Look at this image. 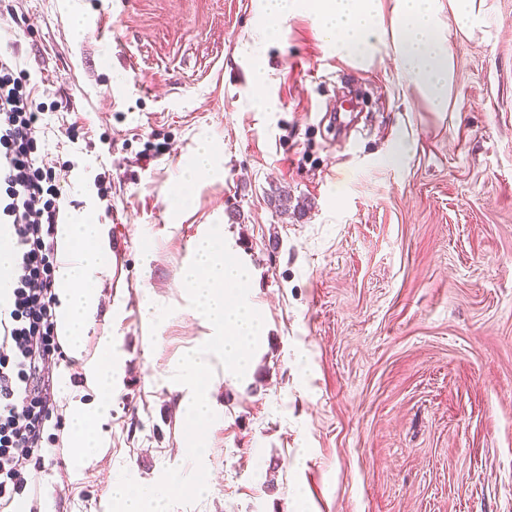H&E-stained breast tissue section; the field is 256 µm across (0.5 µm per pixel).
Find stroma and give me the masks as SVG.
<instances>
[{
  "instance_id": "35a3bbf8",
  "label": "stroma",
  "mask_w": 512,
  "mask_h": 512,
  "mask_svg": "<svg viewBox=\"0 0 512 512\" xmlns=\"http://www.w3.org/2000/svg\"><path fill=\"white\" fill-rule=\"evenodd\" d=\"M485 10L436 112L305 17L244 55L257 0H0L64 219L107 234L87 350L109 333L121 361L96 455L73 464L46 425L30 512H108L121 471H188L170 377L207 329L179 282L215 225L268 332L247 381L216 383L208 492L172 512H512V0ZM204 140L215 168L185 188Z\"/></svg>"
}]
</instances>
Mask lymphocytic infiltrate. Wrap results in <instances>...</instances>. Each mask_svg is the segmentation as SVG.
<instances>
[{
	"label": "lymphocytic infiltrate",
	"instance_id": "lymphocytic-infiltrate-1",
	"mask_svg": "<svg viewBox=\"0 0 512 512\" xmlns=\"http://www.w3.org/2000/svg\"><path fill=\"white\" fill-rule=\"evenodd\" d=\"M18 43L0 50V224L14 240L15 268L0 293V507L29 484L41 460L44 428L55 399L54 258L60 207L45 199L52 178L38 155L41 107L17 73Z\"/></svg>",
	"mask_w": 512,
	"mask_h": 512
}]
</instances>
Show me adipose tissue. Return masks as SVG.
<instances>
[{
	"label": "adipose tissue",
	"instance_id": "obj_1",
	"mask_svg": "<svg viewBox=\"0 0 512 512\" xmlns=\"http://www.w3.org/2000/svg\"><path fill=\"white\" fill-rule=\"evenodd\" d=\"M440 0H393L384 10L382 0H258L268 39L279 21L297 15L311 18L326 46L354 66L373 62L377 55L394 58L407 80L432 109L448 106L453 86V37L473 35L485 21V0H447L448 20L440 22ZM59 264L55 271L58 303L57 334L68 356L81 362L90 400L70 398L64 446L71 461L90 457L100 444L104 413L112 400L116 372L111 336L99 339L97 354H88L86 334L99 307L100 291L93 288L102 265V227L90 218L57 227Z\"/></svg>",
	"mask_w": 512,
	"mask_h": 512
}]
</instances>
